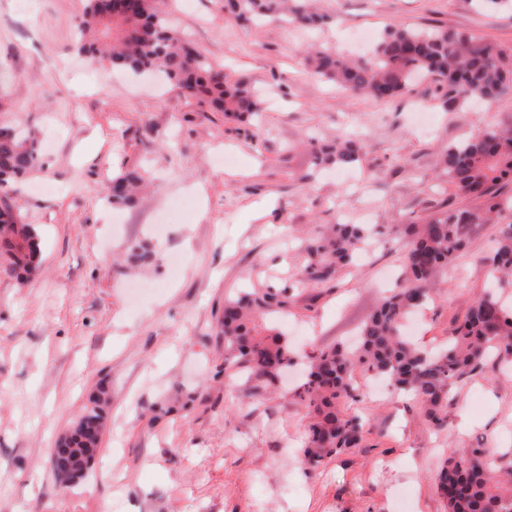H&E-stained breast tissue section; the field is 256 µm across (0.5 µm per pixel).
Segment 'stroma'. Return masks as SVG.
Returning a JSON list of instances; mask_svg holds the SVG:
<instances>
[{"label":"stroma","instance_id":"1","mask_svg":"<svg viewBox=\"0 0 512 512\" xmlns=\"http://www.w3.org/2000/svg\"><path fill=\"white\" fill-rule=\"evenodd\" d=\"M317 33L243 24L220 0H163L176 30L215 64L264 91L248 124L150 75L88 63L73 51L83 0H0V124L32 130L43 169L9 189L41 237L38 275L0 277V512H448L437 473L453 448L512 460V356L492 357L451 386L446 425L415 398L376 396L358 379L345 404L361 447L310 468L309 418L294 392L314 350L355 339L404 274L406 225L445 206L439 163L476 133L481 111H444L423 80L390 101L326 83L304 60L309 42L350 52L357 30L448 26L512 46V10L479 0H313ZM362 140L339 180L305 142ZM120 172L150 176L128 207L102 188ZM395 228L337 282L296 289L287 313L260 320L297 363L274 385L224 366V300L292 284L301 239L317 224ZM496 225L432 279L415 343H447L487 285ZM147 240L155 261L130 266ZM110 391L102 450L85 478L55 480L50 450L98 385Z\"/></svg>","mask_w":512,"mask_h":512}]
</instances>
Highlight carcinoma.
<instances>
[{
  "label": "carcinoma",
  "instance_id": "1",
  "mask_svg": "<svg viewBox=\"0 0 512 512\" xmlns=\"http://www.w3.org/2000/svg\"><path fill=\"white\" fill-rule=\"evenodd\" d=\"M311 2L224 0V11L244 23L274 20L320 28L328 16L315 12ZM74 30V49L79 54L111 68L157 73L226 118L243 120L261 109V95L250 83L230 80L223 68L173 31L158 0H86ZM306 61L321 78L378 101L396 97L419 77H429L442 88L441 106L446 111L475 101H497L512 92V48L452 27H391L377 39L366 60L315 47ZM310 146L317 165L336 168L356 165L364 149L362 143L345 138L330 145L312 141ZM441 166L454 196L478 201L480 206L438 210L424 223L411 225L413 239L404 255L406 276L364 322L357 347L338 344L309 357L294 397L309 416L303 457L310 466L362 444L360 417L343 408L356 398V374L381 378L393 390L413 394L426 421L440 428L451 402L452 383L481 367L489 345L512 352V310L490 290L474 300L448 344L436 352L423 351L402 332L406 318L430 299L436 271L468 248L478 225L493 224L494 215L512 209V199L500 196L497 189L512 182V129L487 125L475 136L458 138L443 150ZM41 168L30 131L0 128V277L24 281L40 269L39 232L22 221L7 188ZM143 180L135 174L113 176L105 190L107 201L134 204ZM372 236V229L361 224L315 227L305 246L297 285L337 280ZM153 259L150 243L130 247L131 262L142 265ZM487 261L499 284L511 286L512 221L498 225ZM287 307L285 288L225 299L224 368H239L276 382L295 355L281 334L260 335L256 320ZM106 402L107 392L102 390L59 438L51 461L59 482L87 474L96 456L92 449L102 442ZM437 490L448 512H512V472L496 473L479 448L451 452L437 476Z\"/></svg>",
  "mask_w": 512,
  "mask_h": 512
}]
</instances>
